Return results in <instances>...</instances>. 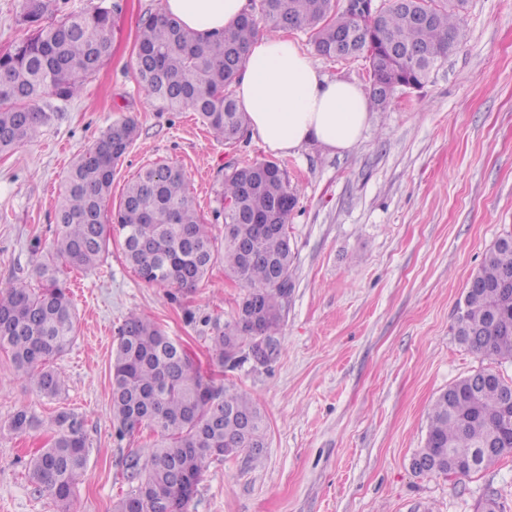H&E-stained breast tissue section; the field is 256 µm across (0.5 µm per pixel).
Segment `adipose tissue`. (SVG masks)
I'll return each mask as SVG.
<instances>
[{
    "label": "adipose tissue",
    "instance_id": "1",
    "mask_svg": "<svg viewBox=\"0 0 512 512\" xmlns=\"http://www.w3.org/2000/svg\"><path fill=\"white\" fill-rule=\"evenodd\" d=\"M185 28L220 32L247 10V0H163ZM235 99L265 148L291 155L314 142L333 152L354 150L368 128L366 89L322 75L294 41L257 35L250 44Z\"/></svg>",
    "mask_w": 512,
    "mask_h": 512
}]
</instances>
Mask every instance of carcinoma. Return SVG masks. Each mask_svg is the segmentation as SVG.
I'll list each match as a JSON object with an SVG mask.
<instances>
[{
  "instance_id": "1",
  "label": "carcinoma",
  "mask_w": 512,
  "mask_h": 512,
  "mask_svg": "<svg viewBox=\"0 0 512 512\" xmlns=\"http://www.w3.org/2000/svg\"><path fill=\"white\" fill-rule=\"evenodd\" d=\"M467 3L384 0L381 19L375 20L340 7L337 0H261L253 21L241 19L208 34L156 10L138 23L137 82L160 110H191L215 138L234 142L248 117L229 88L257 32L306 30L319 55L347 60L336 55V44L355 30V56H366L371 79L385 81L393 93L427 79L464 43L460 15ZM59 10V0H20L19 21L32 33L0 55L1 153L38 139L55 117L38 102L79 96L112 54L113 10L100 2L61 17ZM394 47L422 49L430 61L410 58L393 65L388 56ZM137 133L135 120L126 117L77 157L58 197L54 237L33 265L31 281L0 290V350L10 353L14 370L31 380L39 397L62 394L64 381L53 361L74 339L76 313L62 269L97 268L114 232L123 239L130 267L150 284L194 290L220 260L245 288L233 322L210 337L214 366L246 362L251 331L273 339L280 331L293 265L286 246L288 217L297 202L281 165L255 160L224 175L220 201L236 209L219 211L224 236L217 246L198 215L186 173L164 161L128 180L118 210L107 215L114 168ZM473 277L484 287L466 291L455 336L475 353L512 359V247L492 245ZM451 388L453 396L445 390L436 397L417 455L433 462L434 473L468 476L512 453V411L503 409L512 380L478 370ZM112 419L121 436L141 428L155 436L129 456L132 486L113 512H126L132 500L141 503V512H156L157 502L165 503L166 512H188L207 463L243 454L258 463L266 447L268 425L261 408L215 384L179 341L138 313L124 319L112 351ZM39 424L23 405L8 429L25 434ZM53 424L52 442L30 460L28 477L60 512H69L86 465L84 420L60 411Z\"/></svg>"
}]
</instances>
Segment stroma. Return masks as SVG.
Listing matches in <instances>:
<instances>
[{
  "instance_id": "obj_1",
  "label": "stroma",
  "mask_w": 512,
  "mask_h": 512,
  "mask_svg": "<svg viewBox=\"0 0 512 512\" xmlns=\"http://www.w3.org/2000/svg\"><path fill=\"white\" fill-rule=\"evenodd\" d=\"M105 3L115 8L109 60L80 98L45 99L57 115L37 141L0 154V289L29 279L54 237L68 168L117 120L134 117L139 131L114 169L112 204L139 169L166 161L185 171L215 232L225 173L271 156L251 133L227 144L194 112L157 110L136 82V33L162 0ZM461 23L466 42L420 89L372 112L355 150L312 144L284 156L298 191L288 219L295 262L271 362L209 366L214 327L233 320L244 293L222 262L178 294L133 274L117 237L97 269L66 273L77 321L54 362L65 377L59 398H37L0 352V424L23 405L45 418L62 408L84 417L88 461L71 512H112L130 487L126 456L153 439L146 430L118 436L112 423V349L133 311L267 419L263 463L208 464L189 512H477L491 489L512 512V455L467 477L411 468L442 390L480 369L512 379V360L470 352L452 331L485 252L512 231V0H469ZM291 37L326 77L368 85L365 57L326 58L309 32ZM50 437L44 427L0 436V512H59L26 471Z\"/></svg>"
}]
</instances>
